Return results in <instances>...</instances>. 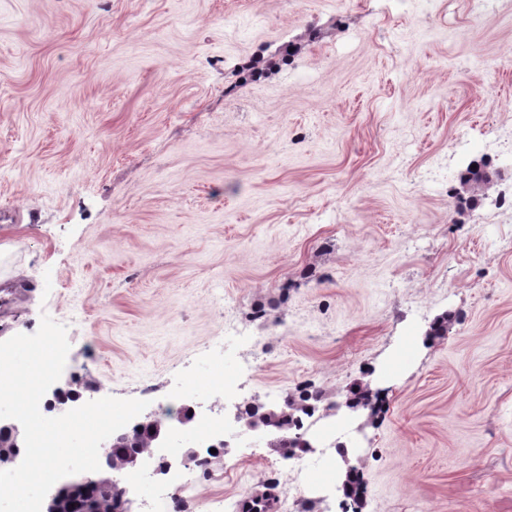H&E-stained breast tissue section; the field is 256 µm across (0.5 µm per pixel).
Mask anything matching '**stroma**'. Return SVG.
<instances>
[{"instance_id": "obj_1", "label": "stroma", "mask_w": 512, "mask_h": 512, "mask_svg": "<svg viewBox=\"0 0 512 512\" xmlns=\"http://www.w3.org/2000/svg\"><path fill=\"white\" fill-rule=\"evenodd\" d=\"M510 194L512 0H0V341L65 325L62 390L340 406L347 454L244 434L188 512L301 466L287 512H341L348 463L359 512H512Z\"/></svg>"}]
</instances>
